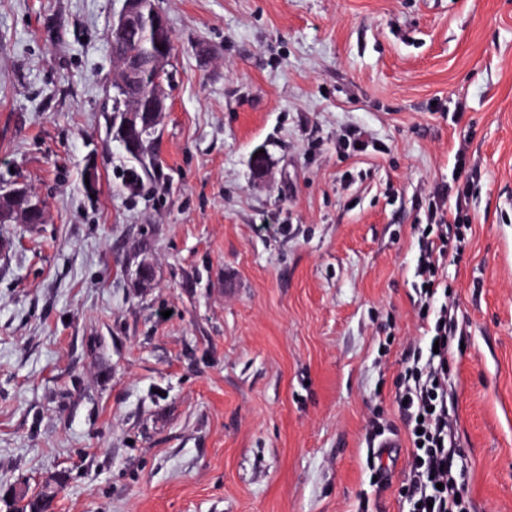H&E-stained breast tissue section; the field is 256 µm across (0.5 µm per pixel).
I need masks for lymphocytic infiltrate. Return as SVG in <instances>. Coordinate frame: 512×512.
<instances>
[{
	"label": "lymphocytic infiltrate",
	"instance_id": "obj_1",
	"mask_svg": "<svg viewBox=\"0 0 512 512\" xmlns=\"http://www.w3.org/2000/svg\"><path fill=\"white\" fill-rule=\"evenodd\" d=\"M464 199H456L454 217L434 214L436 232L424 245L418 275L424 287L425 303H433L442 285L438 279L439 260L448 251L463 252L466 234L459 215ZM432 337L438 352L413 351L404 369L403 388L398 394L400 412L407 425L411 444V465L400 493L410 505L409 512H467L460 493L453 422L448 410L449 360L453 342L460 331L451 309L440 307L434 316Z\"/></svg>",
	"mask_w": 512,
	"mask_h": 512
}]
</instances>
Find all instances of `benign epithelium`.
<instances>
[{
	"mask_svg": "<svg viewBox=\"0 0 512 512\" xmlns=\"http://www.w3.org/2000/svg\"><path fill=\"white\" fill-rule=\"evenodd\" d=\"M136 25L146 28L148 37L157 45L167 39L169 26L165 16L155 7L154 0H124V7L112 24L109 38L121 40ZM170 58L169 53L151 52L149 71L154 77L155 91L146 97L134 93L138 80L135 64H119L112 78V89L121 94L126 102V121L118 137L128 152L138 151L141 128L158 124L167 110L164 78L167 75L166 66ZM13 215L20 217L27 224H41L45 218L42 204L32 200L23 188L0 193V218L4 220Z\"/></svg>",
	"mask_w": 512,
	"mask_h": 512,
	"instance_id": "obj_1",
	"label": "benign epithelium"
}]
</instances>
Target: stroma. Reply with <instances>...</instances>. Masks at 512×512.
<instances>
[{
  "mask_svg": "<svg viewBox=\"0 0 512 512\" xmlns=\"http://www.w3.org/2000/svg\"><path fill=\"white\" fill-rule=\"evenodd\" d=\"M154 4L168 110L132 189L123 0H0V187L45 211L0 224V512L54 480L52 512H408L415 271L461 191L458 466L471 512H512V0Z\"/></svg>",
  "mask_w": 512,
  "mask_h": 512,
  "instance_id": "obj_1",
  "label": "stroma"
}]
</instances>
